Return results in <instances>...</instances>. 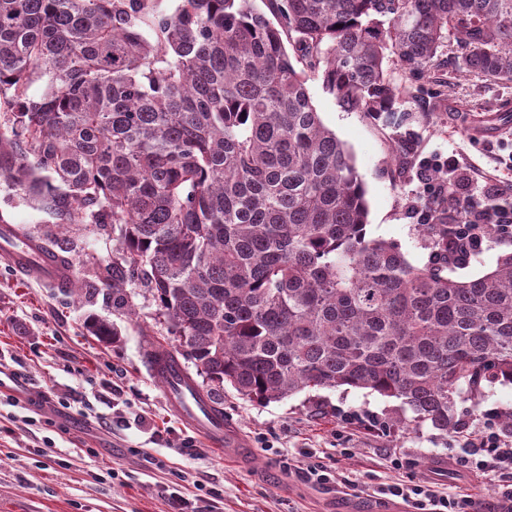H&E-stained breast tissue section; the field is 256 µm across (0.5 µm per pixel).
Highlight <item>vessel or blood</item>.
<instances>
[{"mask_svg":"<svg viewBox=\"0 0 512 512\" xmlns=\"http://www.w3.org/2000/svg\"><path fill=\"white\" fill-rule=\"evenodd\" d=\"M12 224L0 225V257L24 276L54 286L67 285L72 278L56 255L44 251L35 240L23 241ZM151 372L160 381L169 409L186 421L213 448H234L238 440L225 425L224 416L199 391L180 360L171 352L153 348Z\"/></svg>","mask_w":512,"mask_h":512,"instance_id":"vessel-or-blood-1","label":"vessel or blood"}]
</instances>
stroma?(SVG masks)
<instances>
[{"label": "stroma", "mask_w": 512, "mask_h": 512, "mask_svg": "<svg viewBox=\"0 0 512 512\" xmlns=\"http://www.w3.org/2000/svg\"><path fill=\"white\" fill-rule=\"evenodd\" d=\"M388 69L400 92L395 124L342 104L314 73L306 87L362 178L369 236L397 242L420 266L430 252L418 227L448 198L438 183L425 182V161L455 156L457 196L471 195L478 180L499 189V203L512 204V82L459 74L445 49L419 76L407 77L393 63ZM0 217L32 238L62 240L74 266L73 288H57L0 259V366L19 373L36 399L13 407L0 392V512H168L169 488L204 512H408L402 501H379L372 491L411 478L434 482L444 495L495 501L498 474L478 479L460 469L449 437L428 424L395 426L406 408L365 390L302 391L260 406L226 389L224 419L252 454L240 459L208 447L169 412L150 372L145 339L173 351L179 338L158 318L146 288L129 286L131 316L113 307L111 289L77 290L103 273L117 230L62 233L59 214L36 207L3 178ZM91 314L114 323L119 341L87 336L83 323ZM491 409L498 418L512 416V383L488 384L477 398L458 400L455 417L470 421L466 435L473 438ZM189 443L194 452L186 451ZM303 448L320 456L345 449L337 456L338 486L321 488L279 468L277 454ZM395 453L409 458L407 469L392 467Z\"/></svg>", "instance_id": "1"}]
</instances>
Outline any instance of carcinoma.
Wrapping results in <instances>:
<instances>
[{"mask_svg": "<svg viewBox=\"0 0 512 512\" xmlns=\"http://www.w3.org/2000/svg\"><path fill=\"white\" fill-rule=\"evenodd\" d=\"M268 3L276 25L250 0H0V176L65 230L121 226L113 305L134 314L142 281L215 404L226 386L258 405L368 390L446 434L463 394L512 382V253L443 275L470 255L442 209L423 266L370 237L362 178L283 37L374 118L399 96L391 54L415 77L454 43L459 72L512 81V0Z\"/></svg>", "mask_w": 512, "mask_h": 512, "instance_id": "carcinoma-1", "label": "carcinoma"}]
</instances>
